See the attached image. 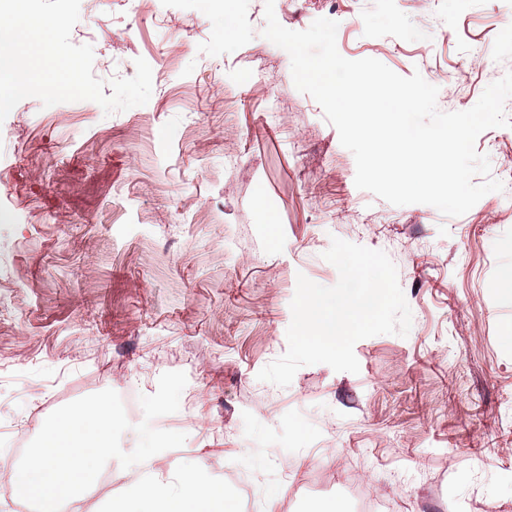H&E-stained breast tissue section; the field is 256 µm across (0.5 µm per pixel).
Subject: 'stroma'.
Segmentation results:
<instances>
[{"instance_id": "obj_1", "label": "stroma", "mask_w": 512, "mask_h": 512, "mask_svg": "<svg viewBox=\"0 0 512 512\" xmlns=\"http://www.w3.org/2000/svg\"><path fill=\"white\" fill-rule=\"evenodd\" d=\"M81 0L93 73L152 69L149 101H21L0 123V420L15 449L45 418L111 389L150 395L181 371L184 433L156 454L256 475L248 512L350 506V479L405 512H512V128L476 140L503 191L466 214L395 206L355 185L322 107L265 39L264 0ZM287 29L325 17L349 60L374 58L463 111L512 70V0H275ZM388 254L407 336L358 341V373L258 372L287 349L298 276L330 287L332 238Z\"/></svg>"}]
</instances>
